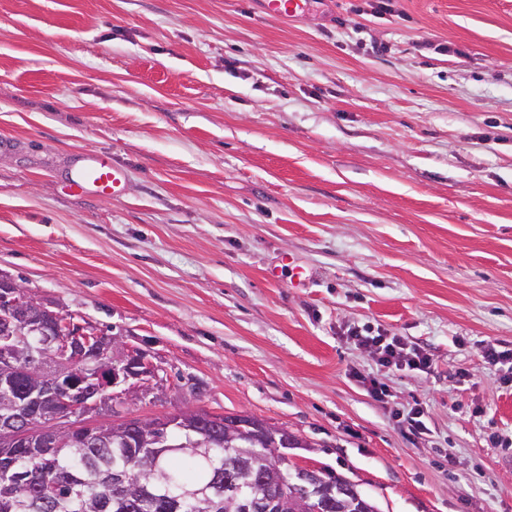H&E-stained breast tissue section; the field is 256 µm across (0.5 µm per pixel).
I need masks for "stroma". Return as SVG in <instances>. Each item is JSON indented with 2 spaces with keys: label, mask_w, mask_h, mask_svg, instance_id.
Here are the masks:
<instances>
[{
  "label": "stroma",
  "mask_w": 512,
  "mask_h": 512,
  "mask_svg": "<svg viewBox=\"0 0 512 512\" xmlns=\"http://www.w3.org/2000/svg\"><path fill=\"white\" fill-rule=\"evenodd\" d=\"M374 4L0 0V273L164 368L130 416H259L379 512H512V0ZM99 152L121 195L70 188ZM262 9L268 16L284 19L303 12L310 0H261ZM352 337L360 344H364L373 348L380 354V360L387 365L398 366L403 361L406 362L408 367L412 368H425L428 366L429 359L422 351H413L411 356H404V347L395 337H388L382 334L377 336H363L362 334L354 331Z\"/></svg>",
  "instance_id": "35a3bbf8"
}]
</instances>
